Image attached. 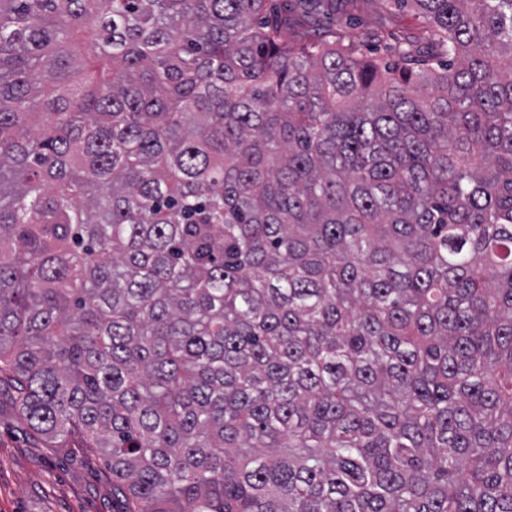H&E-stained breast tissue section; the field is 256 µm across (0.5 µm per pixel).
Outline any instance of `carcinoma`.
<instances>
[{"label": "carcinoma", "mask_w": 512, "mask_h": 512, "mask_svg": "<svg viewBox=\"0 0 512 512\" xmlns=\"http://www.w3.org/2000/svg\"><path fill=\"white\" fill-rule=\"evenodd\" d=\"M0 0V395L123 512H512V0ZM381 1L357 0L348 2L343 14L336 15V24L345 36V42L355 43L368 56L395 60L392 47L409 32L418 29L422 21L409 8L395 3L382 5ZM382 31L385 39L378 41L373 35ZM389 34L394 35L391 37Z\"/></svg>", "instance_id": "carcinoma-1"}]
</instances>
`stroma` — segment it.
<instances>
[{
    "instance_id": "35a3bbf8",
    "label": "stroma",
    "mask_w": 512,
    "mask_h": 512,
    "mask_svg": "<svg viewBox=\"0 0 512 512\" xmlns=\"http://www.w3.org/2000/svg\"><path fill=\"white\" fill-rule=\"evenodd\" d=\"M336 23L346 41L368 56L393 60L398 39L418 20L392 0H349ZM104 458L70 441L51 448L0 400V512H121Z\"/></svg>"
}]
</instances>
